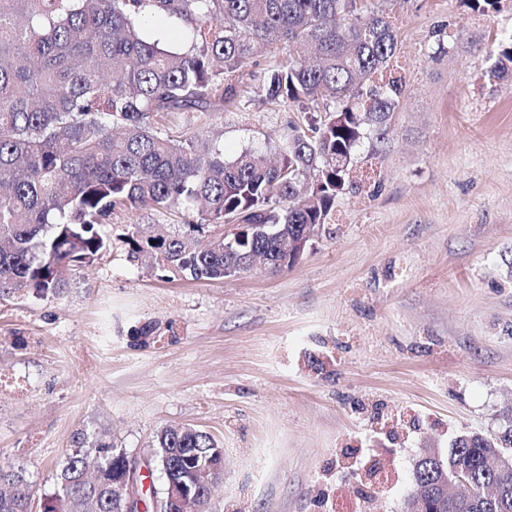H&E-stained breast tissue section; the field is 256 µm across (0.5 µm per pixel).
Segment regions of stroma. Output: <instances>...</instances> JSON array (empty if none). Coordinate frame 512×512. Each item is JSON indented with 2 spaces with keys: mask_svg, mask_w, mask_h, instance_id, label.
Masks as SVG:
<instances>
[{
  "mask_svg": "<svg viewBox=\"0 0 512 512\" xmlns=\"http://www.w3.org/2000/svg\"><path fill=\"white\" fill-rule=\"evenodd\" d=\"M368 5L397 29L403 96L294 267L167 278L123 235L181 217L119 209L63 295L0 297V469L24 471L32 512L72 454L143 458L185 426L224 450L204 512H406L421 452L512 426V76L490 74L512 0ZM274 61L250 67L240 108L162 131L274 152L305 121L255 95ZM148 323L174 333L141 344Z\"/></svg>",
  "mask_w": 512,
  "mask_h": 512,
  "instance_id": "35a3bbf8",
  "label": "stroma"
}]
</instances>
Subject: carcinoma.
<instances>
[{"label": "carcinoma", "instance_id": "cac0c4a2", "mask_svg": "<svg viewBox=\"0 0 512 512\" xmlns=\"http://www.w3.org/2000/svg\"><path fill=\"white\" fill-rule=\"evenodd\" d=\"M360 0H0V294L61 296L72 270L107 250L101 227L121 208L198 216L189 230L156 234L131 224L128 257H147L186 279L222 280L250 270L249 255L268 270L295 265L285 244L310 224L327 223L368 132L386 125L402 87L388 78L397 36L384 13H362ZM177 17L189 28L172 50L144 35L142 24ZM258 95L323 111L292 124L279 162L247 148L231 158L203 131L162 135L169 112L221 110L240 103L253 59L276 47ZM491 73L512 64V31L498 42ZM152 450L171 479L195 484L198 470L224 449L194 427L165 429ZM512 455V428L497 437L457 436L439 461L412 472L440 512L437 483L464 468L474 489L494 483L506 495L474 494L462 512H512V471L486 467ZM106 448L75 453L59 474L61 494L48 512H117L112 458ZM0 512H26L21 471L0 477Z\"/></svg>", "mask_w": 512, "mask_h": 512}]
</instances>
